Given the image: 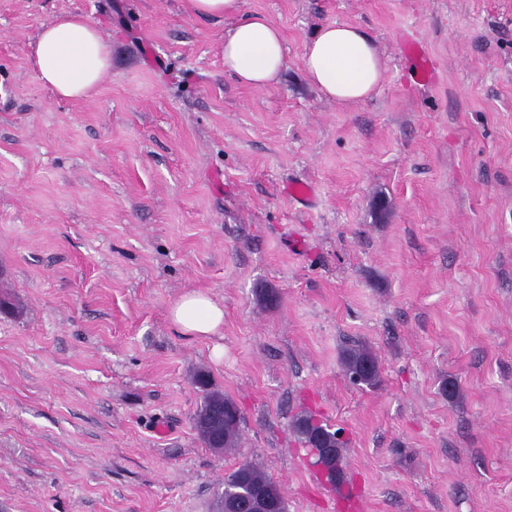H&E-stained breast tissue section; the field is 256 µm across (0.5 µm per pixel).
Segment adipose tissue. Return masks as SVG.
I'll list each match as a JSON object with an SVG mask.
<instances>
[{
  "instance_id": "1",
  "label": "adipose tissue",
  "mask_w": 512,
  "mask_h": 512,
  "mask_svg": "<svg viewBox=\"0 0 512 512\" xmlns=\"http://www.w3.org/2000/svg\"><path fill=\"white\" fill-rule=\"evenodd\" d=\"M221 53L225 70L252 87L272 85L286 63L280 30L260 15L230 25L224 32ZM109 61V45L89 18L69 13L40 25L34 70L56 96H89ZM303 64L310 82L323 96L340 103L367 99L383 79L384 63L374 42L350 24L317 28L305 43ZM170 320L183 335L210 336L223 325L224 308L204 293L190 292L171 307Z\"/></svg>"
}]
</instances>
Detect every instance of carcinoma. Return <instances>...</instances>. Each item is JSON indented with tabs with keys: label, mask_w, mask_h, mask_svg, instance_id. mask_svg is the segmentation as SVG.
I'll return each instance as SVG.
<instances>
[{
	"label": "carcinoma",
	"mask_w": 512,
	"mask_h": 512,
	"mask_svg": "<svg viewBox=\"0 0 512 512\" xmlns=\"http://www.w3.org/2000/svg\"><path fill=\"white\" fill-rule=\"evenodd\" d=\"M346 374L359 376L358 385L370 388L381 384V366L377 355L366 345L346 348L342 354ZM193 382L201 392L192 423L200 441L216 453L236 450L241 440V412L234 400L216 388L209 376L200 371ZM331 425L310 412L303 411L292 421L291 431L296 440L310 449L314 464L324 463L325 480L334 486L345 483L346 442L338 436L340 430L329 431ZM256 490L262 491L271 512H286L284 492L260 465L242 458L230 472L224 474V490L216 501V512H227L228 505L236 503L239 512H251V499Z\"/></svg>",
	"instance_id": "obj_1"
}]
</instances>
